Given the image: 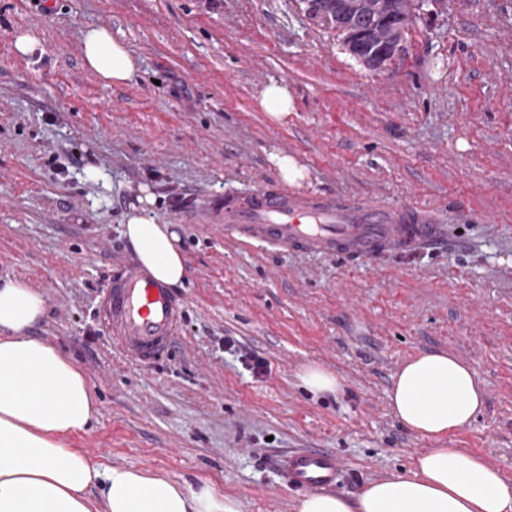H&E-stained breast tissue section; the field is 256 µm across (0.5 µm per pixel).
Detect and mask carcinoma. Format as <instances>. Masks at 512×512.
Returning a JSON list of instances; mask_svg holds the SVG:
<instances>
[{
  "label": "carcinoma",
  "mask_w": 512,
  "mask_h": 512,
  "mask_svg": "<svg viewBox=\"0 0 512 512\" xmlns=\"http://www.w3.org/2000/svg\"><path fill=\"white\" fill-rule=\"evenodd\" d=\"M320 25L352 42L354 57L381 61L413 24L412 0H312Z\"/></svg>",
  "instance_id": "1"
}]
</instances>
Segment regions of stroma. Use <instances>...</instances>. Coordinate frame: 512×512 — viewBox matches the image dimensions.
<instances>
[{
    "instance_id": "35a3bbf8",
    "label": "stroma",
    "mask_w": 512,
    "mask_h": 512,
    "mask_svg": "<svg viewBox=\"0 0 512 512\" xmlns=\"http://www.w3.org/2000/svg\"><path fill=\"white\" fill-rule=\"evenodd\" d=\"M92 25L138 58L132 81L85 68ZM20 30L37 38L30 55L14 50ZM272 80L294 98L281 124L257 103ZM273 152L304 168L301 189L428 205L453 239L350 267L212 223L203 203L281 185ZM143 187L187 269L182 329L155 365L123 357L98 312L113 261L134 256L122 224ZM6 277L44 294L33 336L98 398L70 441L93 461L212 480L242 512H294L300 493L276 458L327 450L342 465L336 493L353 498L430 447L388 394L407 359L445 352L486 394L445 447L512 479V0H429L380 74L300 0H0ZM313 363L337 393L303 387Z\"/></svg>"
}]
</instances>
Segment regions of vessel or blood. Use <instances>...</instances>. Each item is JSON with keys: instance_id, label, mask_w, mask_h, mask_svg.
<instances>
[{"instance_id": "b4317fda", "label": "vessel or blood", "mask_w": 512, "mask_h": 512, "mask_svg": "<svg viewBox=\"0 0 512 512\" xmlns=\"http://www.w3.org/2000/svg\"><path fill=\"white\" fill-rule=\"evenodd\" d=\"M204 209L260 245L331 255L355 266L386 254L423 251L447 233L427 207L269 186ZM101 317L127 360L153 365L169 354L183 324V305L147 269L127 261L112 273ZM280 468L289 486L304 491L336 485L341 474L336 456L326 451L288 453Z\"/></svg>"}]
</instances>
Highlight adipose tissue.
Masks as SVG:
<instances>
[{
	"instance_id": "obj_1",
	"label": "adipose tissue",
	"mask_w": 512,
	"mask_h": 512,
	"mask_svg": "<svg viewBox=\"0 0 512 512\" xmlns=\"http://www.w3.org/2000/svg\"><path fill=\"white\" fill-rule=\"evenodd\" d=\"M83 61L106 85L130 82L138 63L109 28L82 37ZM126 217L123 235L153 277L168 286L186 275L179 237L147 206ZM44 295L27 283L0 281V512H241L237 497L210 480L190 484L146 470L93 462L70 447L99 405L84 373L59 348L30 337ZM395 417L434 440L408 472L370 482L355 498L334 492L301 497L296 512H512V479L483 456L438 440L469 427L485 405L474 370L444 352L418 354L389 392ZM98 490L91 499L90 490Z\"/></svg>"
}]
</instances>
